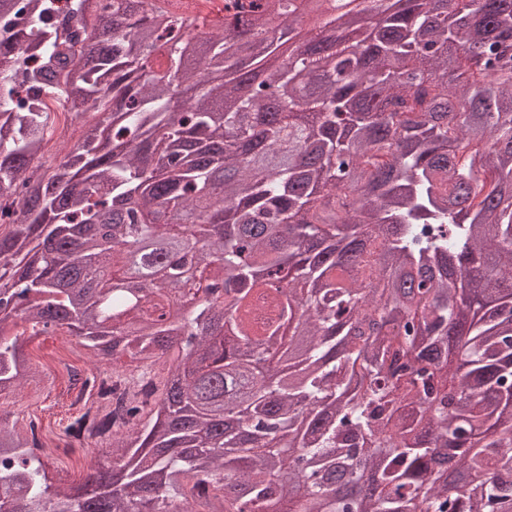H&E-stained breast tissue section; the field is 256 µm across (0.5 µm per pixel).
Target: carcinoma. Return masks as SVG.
Here are the masks:
<instances>
[{
	"instance_id": "1",
	"label": "carcinoma",
	"mask_w": 512,
	"mask_h": 512,
	"mask_svg": "<svg viewBox=\"0 0 512 512\" xmlns=\"http://www.w3.org/2000/svg\"><path fill=\"white\" fill-rule=\"evenodd\" d=\"M157 2L69 0L62 26L56 0H0V394L33 374L28 331L141 377L73 374L98 405L63 436L111 458L74 492L34 425H0V512H512V0H369L360 42L314 35L246 94L254 0ZM265 12L282 39L301 21ZM84 275L90 282L101 281L106 283L112 278V257L108 253H103L95 258L93 263L85 270Z\"/></svg>"
}]
</instances>
